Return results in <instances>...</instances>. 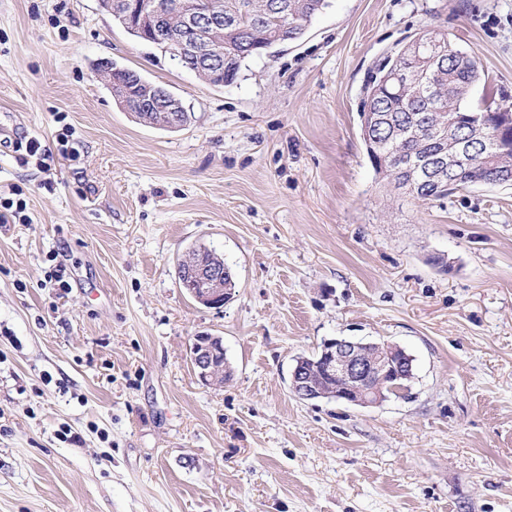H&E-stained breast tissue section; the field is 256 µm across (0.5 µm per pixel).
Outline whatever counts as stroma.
Wrapping results in <instances>:
<instances>
[{"label": "stroma", "instance_id": "obj_1", "mask_svg": "<svg viewBox=\"0 0 512 512\" xmlns=\"http://www.w3.org/2000/svg\"><path fill=\"white\" fill-rule=\"evenodd\" d=\"M426 27L476 54L470 105L512 101V0H331L224 87L99 0H0V123L54 150L44 173L0 147L31 218L0 223V512H512V185L410 198L360 134L367 70ZM104 58L191 123L136 122ZM199 243L236 273L219 309L178 283ZM338 336L403 347L407 395L297 398L296 358ZM202 341H196L192 350H190V357L192 365L197 372L199 378L210 386H223L224 381L229 379L232 375V368L226 364V356L224 355V362H221L224 367H216L215 357L221 354L224 350L223 341L218 336H210L202 334ZM224 370V372H223ZM223 379V381H221Z\"/></svg>", "mask_w": 512, "mask_h": 512}]
</instances>
